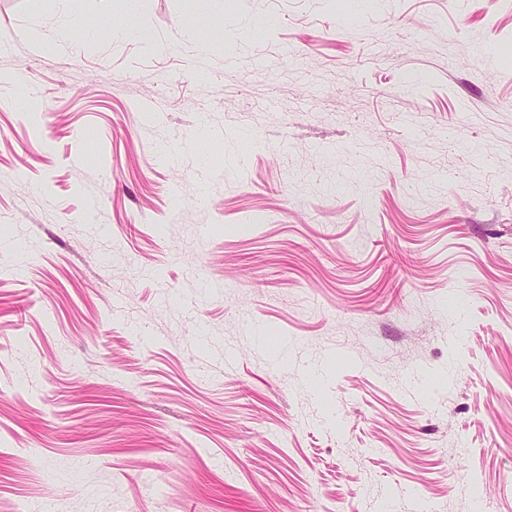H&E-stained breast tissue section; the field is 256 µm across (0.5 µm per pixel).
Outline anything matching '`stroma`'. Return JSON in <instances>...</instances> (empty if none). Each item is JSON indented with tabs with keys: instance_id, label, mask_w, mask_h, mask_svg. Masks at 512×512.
I'll return each instance as SVG.
<instances>
[{
	"instance_id": "obj_1",
	"label": "stroma",
	"mask_w": 512,
	"mask_h": 512,
	"mask_svg": "<svg viewBox=\"0 0 512 512\" xmlns=\"http://www.w3.org/2000/svg\"><path fill=\"white\" fill-rule=\"evenodd\" d=\"M212 27L0 0V512H512V0Z\"/></svg>"
}]
</instances>
